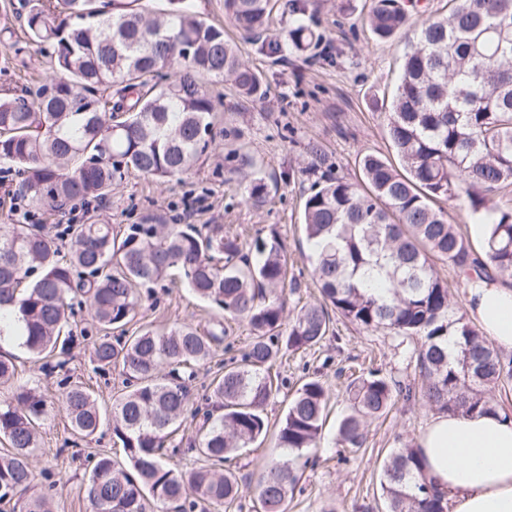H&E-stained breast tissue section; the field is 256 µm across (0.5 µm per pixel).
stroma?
Segmentation results:
<instances>
[{"label":"stroma","mask_w":512,"mask_h":512,"mask_svg":"<svg viewBox=\"0 0 512 512\" xmlns=\"http://www.w3.org/2000/svg\"><path fill=\"white\" fill-rule=\"evenodd\" d=\"M372 4L373 0H320L314 14L324 35L320 46L308 58L289 52L275 59L260 45L242 42L237 30L227 25L224 0H195L196 10L210 23L223 26L225 39L237 45L242 60L262 75L268 88L266 99L254 102L239 97L228 81L211 83L210 91L221 102L218 134L194 169L164 183L128 171L113 184L105 209L87 211L78 200L75 210L83 211L85 220L111 225L120 237L133 224H184V211L191 205L199 209L193 223L201 230L220 224L244 242L252 241L257 230H275L288 248V275L298 282L295 290L285 293L286 316H293L301 306L319 303L301 220L311 184L301 173L307 162L305 146L319 143L333 171L354 182L362 177L361 155L397 158L387 133V112L410 37L377 39L365 23ZM25 12V0H0V91L52 75L47 54L20 32ZM237 147L252 158L254 172L274 185L263 207L245 201V182L238 173L242 156L233 153ZM141 296L127 332L145 326L162 332L183 324L205 331L220 320L214 306L167 278L142 289ZM224 322L223 343L197 366L190 383L192 411L181 422L178 437L183 451L171 458L174 467L197 466L188 448L203 418L194 409L202 405L211 380L223 371L225 362L240 356L250 340L246 320ZM70 324L75 341L63 356V368L49 375L30 358L19 329L0 333V355L11 358L16 366L14 378L0 384V401L8 400L21 386L40 389L49 414L39 425V446L32 457L34 488L52 491L55 512H92L83 487L93 457L108 453L121 462L125 455L114 444L108 425L93 437L74 441L62 399L68 386L79 381L94 391L102 407H110L123 387V377L119 369H101L92 360V344L103 331L84 298L75 299ZM416 348L415 340L383 330L368 332L337 317L332 335L321 345L289 351L277 359L273 370L282 384L266 409L270 423L283 417L307 380H320L330 395L314 462L304 468L287 512H384L381 464L394 449L416 441L434 412L418 401H398L387 415L369 422L363 448L340 457L336 424L348 406L342 370L355 363L410 382L418 377Z\"/></svg>","instance_id":"1"}]
</instances>
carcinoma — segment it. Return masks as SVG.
<instances>
[{
	"label": "carcinoma",
	"mask_w": 512,
	"mask_h": 512,
	"mask_svg": "<svg viewBox=\"0 0 512 512\" xmlns=\"http://www.w3.org/2000/svg\"><path fill=\"white\" fill-rule=\"evenodd\" d=\"M445 18L425 19L404 54L402 78L391 98L387 130L401 168L373 153L359 158L362 181L321 171L315 144L305 173L315 176L302 212L312 249V276L322 302L303 306L282 333L287 277L284 243L272 232L244 253L224 226L203 233L192 224H133L117 239L109 224H68L66 260L39 224L0 226V314L21 323L23 345L37 359L65 351L73 297L82 293L105 330L93 361L120 366L127 390L112 402V435L126 463L97 457L84 492L93 512H146L148 499L175 512H207L232 504L242 486L228 465L266 437V408L277 391L270 369L282 349L321 344L331 314L367 331L419 336L420 383L400 384L378 370L353 377L349 411L337 442L363 447L366 421L394 398L418 396L443 413L497 411L487 389L512 382V357L490 347L451 305L448 282L430 264L436 258L461 274L512 277V210L490 204L512 187V0H452ZM22 32L52 49L53 76L35 87L0 95V163L20 178L36 208L63 212L70 200L107 197L130 169L168 181L194 168L214 141L217 103L207 84L232 81L240 95H267L261 75L188 0H169L154 15L140 0H28ZM225 19L242 39L272 55L305 53L323 35L298 21L285 35L270 32L271 0H224ZM409 15L400 0H374L367 25L381 40L401 33ZM113 90V98L104 96ZM260 207L270 193L265 177L245 187ZM466 196L478 223L490 225L482 252L448 222L439 200ZM39 269L37 279L30 272ZM176 269L181 281L232 318L247 320L252 340L240 359L224 366L206 396L197 443L188 448L203 464L172 468L166 443L180 426L189 389L180 370L207 360L222 342L223 322L211 331L182 325L167 333L125 325L141 301L138 287ZM382 272L389 294L366 291L362 279ZM454 337L448 348V337ZM170 367L169 377L161 375ZM329 401L317 379L289 403L277 431L284 451L267 460L252 488L261 512H285L300 481L296 461L321 438ZM73 430L87 438L106 419L95 395L81 385L64 396ZM220 415H215V412ZM47 400L20 388L0 404V505L11 512H50L36 493L30 459ZM380 486L387 512H448V501L422 477L417 449L406 445L383 461Z\"/></svg>",
	"instance_id": "1"
}]
</instances>
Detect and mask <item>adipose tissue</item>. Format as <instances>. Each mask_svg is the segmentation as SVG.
Returning <instances> with one entry per match:
<instances>
[{
	"label": "adipose tissue",
	"mask_w": 512,
	"mask_h": 512,
	"mask_svg": "<svg viewBox=\"0 0 512 512\" xmlns=\"http://www.w3.org/2000/svg\"><path fill=\"white\" fill-rule=\"evenodd\" d=\"M467 312L485 337L512 351V286L467 278ZM423 476L451 512H512V421L502 414H438L416 441Z\"/></svg>",
	"instance_id": "1"
}]
</instances>
